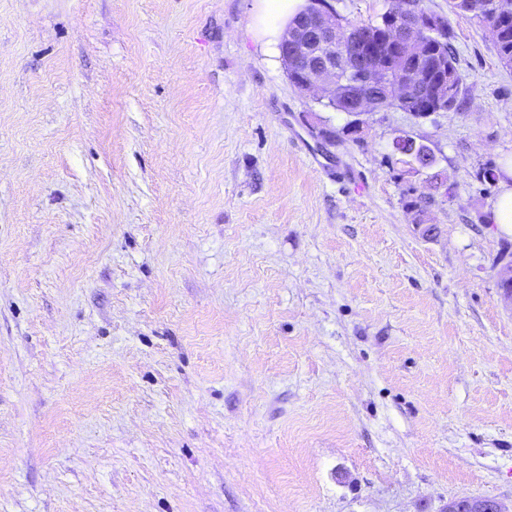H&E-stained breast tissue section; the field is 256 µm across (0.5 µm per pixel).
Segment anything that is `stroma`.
I'll use <instances>...</instances> for the list:
<instances>
[{"label": "stroma", "mask_w": 512, "mask_h": 512, "mask_svg": "<svg viewBox=\"0 0 512 512\" xmlns=\"http://www.w3.org/2000/svg\"><path fill=\"white\" fill-rule=\"evenodd\" d=\"M423 4L460 109L350 137L258 0H0V512L512 507V66ZM500 191L492 204L490 220L512 230V160H506L499 171Z\"/></svg>", "instance_id": "obj_1"}]
</instances>
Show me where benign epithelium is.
I'll use <instances>...</instances> for the list:
<instances>
[{
  "instance_id": "obj_1",
  "label": "benign epithelium",
  "mask_w": 512,
  "mask_h": 512,
  "mask_svg": "<svg viewBox=\"0 0 512 512\" xmlns=\"http://www.w3.org/2000/svg\"><path fill=\"white\" fill-rule=\"evenodd\" d=\"M314 8L304 11L286 28L281 41V58L291 85L316 100L336 96V88L347 80L367 89L348 100L351 116L361 124V116L376 109L379 98L392 95L402 102L430 93L436 107L422 116L447 110L450 98L443 79H430L425 61L438 39L436 17L418 7L416 0H399L400 7L384 19L387 40L401 53L402 77L393 82L378 56L353 51L350 33L328 0H312Z\"/></svg>"
}]
</instances>
